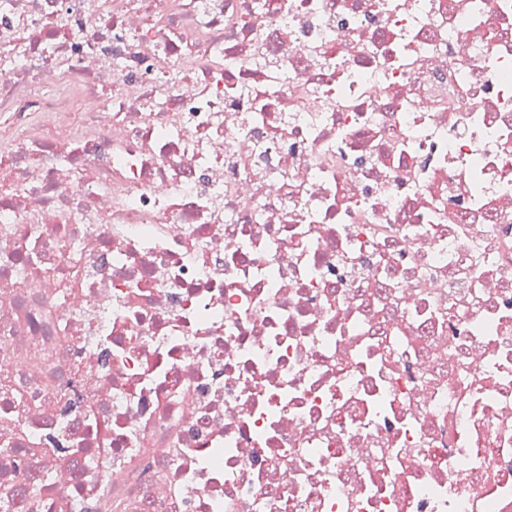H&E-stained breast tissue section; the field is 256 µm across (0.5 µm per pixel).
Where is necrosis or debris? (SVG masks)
I'll list each match as a JSON object with an SVG mask.
<instances>
[{
  "mask_svg": "<svg viewBox=\"0 0 512 512\" xmlns=\"http://www.w3.org/2000/svg\"><path fill=\"white\" fill-rule=\"evenodd\" d=\"M18 429L42 512H512V0H0Z\"/></svg>",
  "mask_w": 512,
  "mask_h": 512,
  "instance_id": "4bbe7bcc",
  "label": "necrosis or debris"
}]
</instances>
